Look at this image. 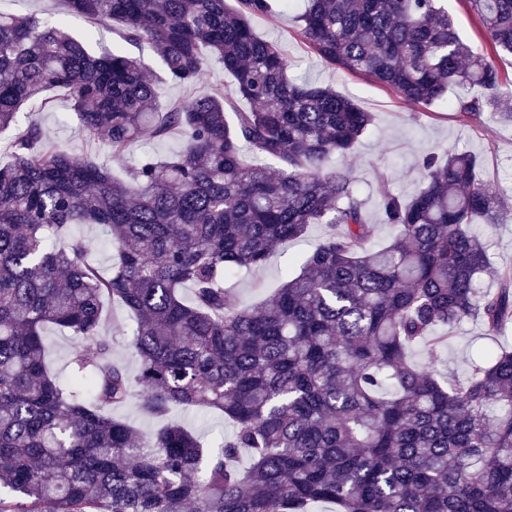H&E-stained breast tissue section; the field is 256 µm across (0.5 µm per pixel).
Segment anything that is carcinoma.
Listing matches in <instances>:
<instances>
[{"instance_id":"1","label":"carcinoma","mask_w":512,"mask_h":512,"mask_svg":"<svg viewBox=\"0 0 512 512\" xmlns=\"http://www.w3.org/2000/svg\"><path fill=\"white\" fill-rule=\"evenodd\" d=\"M63 2L148 45L189 95L162 109L141 58L118 46L94 54L63 19L0 10V131L59 88L85 138L114 159L146 131L180 141L122 178L35 120L3 147L0 512H512V351L473 363L464 383L410 356L447 344L439 327L512 323V267L493 266L476 231L506 209L480 160L425 155L410 199L380 182L392 239L376 250L347 169L328 168L372 116L289 75L281 47L252 27L270 0ZM443 2L307 0L297 30L321 62L407 105L512 122L501 75ZM467 2L490 52L512 55V0ZM213 60L233 95L203 85ZM456 85L485 94L450 103ZM79 224L106 229L108 271L86 259ZM311 224L332 233L301 271L238 307L225 280ZM486 278L497 288L481 289ZM110 304L130 317L134 375L112 361ZM50 327L73 341L67 384L50 367ZM135 392L147 416L217 412L233 432L212 451L171 422L139 438L112 415Z\"/></svg>"}]
</instances>
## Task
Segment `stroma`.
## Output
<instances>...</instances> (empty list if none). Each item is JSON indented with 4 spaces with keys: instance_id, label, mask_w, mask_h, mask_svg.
Wrapping results in <instances>:
<instances>
[{
    "instance_id": "stroma-1",
    "label": "stroma",
    "mask_w": 512,
    "mask_h": 512,
    "mask_svg": "<svg viewBox=\"0 0 512 512\" xmlns=\"http://www.w3.org/2000/svg\"><path fill=\"white\" fill-rule=\"evenodd\" d=\"M304 6L305 0H293L290 9L278 11L274 16L254 17L252 26L259 36L280 45L294 65V75L331 85L371 113L373 122L355 144L347 165L366 201L369 220L375 226L372 246H385L391 238L390 228L382 222L375 193L377 184L388 181L398 193L412 196L423 184L422 158L455 148L479 158L480 177L494 183L509 206L500 223L480 225L479 232L491 263L512 266V125L500 121L493 112L484 113L478 124L450 109L437 116H426L420 109L405 105L387 88L340 68L323 65L296 31V17ZM51 98V108L35 115L50 136L77 158L90 160L104 156L102 147L82 136L76 117L68 113L64 92L54 91ZM329 232L327 225H311L301 238L279 245L265 267L230 280L228 286L239 305L246 307L272 294L281 285L283 274L299 271L306 257ZM490 347L511 349L512 326L490 336L479 321L466 320L453 328L447 347L431 354L418 350L414 356L419 363L433 367L443 376L463 379L468 375L471 358ZM169 418L198 434L208 447L221 442L232 430L217 413L176 409Z\"/></svg>"
}]
</instances>
